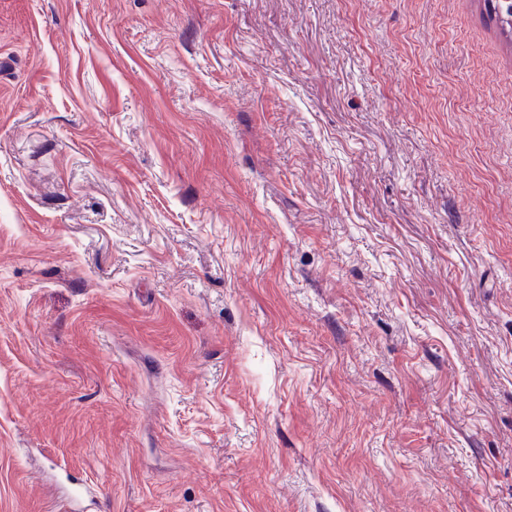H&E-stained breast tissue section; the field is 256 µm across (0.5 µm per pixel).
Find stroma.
<instances>
[{
  "label": "stroma",
  "mask_w": 512,
  "mask_h": 512,
  "mask_svg": "<svg viewBox=\"0 0 512 512\" xmlns=\"http://www.w3.org/2000/svg\"><path fill=\"white\" fill-rule=\"evenodd\" d=\"M512 512V28L488 0H0V512Z\"/></svg>",
  "instance_id": "obj_1"
}]
</instances>
